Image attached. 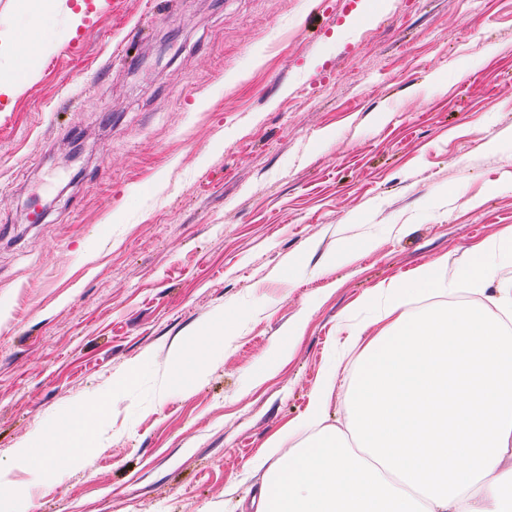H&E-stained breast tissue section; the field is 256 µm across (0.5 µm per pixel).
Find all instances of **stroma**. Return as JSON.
Wrapping results in <instances>:
<instances>
[{"label": "stroma", "mask_w": 512, "mask_h": 512, "mask_svg": "<svg viewBox=\"0 0 512 512\" xmlns=\"http://www.w3.org/2000/svg\"><path fill=\"white\" fill-rule=\"evenodd\" d=\"M66 5L0 96V461L110 393L29 512H243L374 287L512 232V0Z\"/></svg>", "instance_id": "1"}]
</instances>
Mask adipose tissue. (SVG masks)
Masks as SVG:
<instances>
[{
	"label": "adipose tissue",
	"mask_w": 512,
	"mask_h": 512,
	"mask_svg": "<svg viewBox=\"0 0 512 512\" xmlns=\"http://www.w3.org/2000/svg\"><path fill=\"white\" fill-rule=\"evenodd\" d=\"M42 44L25 30L0 28V95L17 90L23 57ZM512 233L489 241L467 268L448 280L418 270L404 288L447 296L446 304L412 316L401 312L394 283L386 327H348L363 341L366 368L343 395L356 447L324 426L329 381L313 391L308 412L290 434L312 432L313 443L281 456L275 488L261 492L258 512H512ZM489 293V303L454 302L458 292ZM108 401L90 395L36 435L22 464L64 467L80 451L90 422Z\"/></svg>",
	"instance_id": "obj_1"
}]
</instances>
